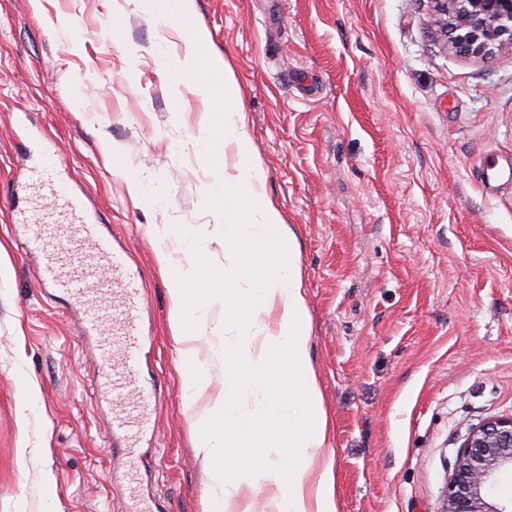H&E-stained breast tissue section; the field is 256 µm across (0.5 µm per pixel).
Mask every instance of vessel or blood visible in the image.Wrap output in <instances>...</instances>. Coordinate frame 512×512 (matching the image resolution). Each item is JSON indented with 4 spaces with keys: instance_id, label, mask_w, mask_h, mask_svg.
Masks as SVG:
<instances>
[{
    "instance_id": "b4317fda",
    "label": "vessel or blood",
    "mask_w": 512,
    "mask_h": 512,
    "mask_svg": "<svg viewBox=\"0 0 512 512\" xmlns=\"http://www.w3.org/2000/svg\"><path fill=\"white\" fill-rule=\"evenodd\" d=\"M481 180L490 189L512 184V155L487 156ZM42 185L54 207L43 212L38 197H27V211L39 216L28 227L27 245L42 258L41 281L62 290L82 307L83 333L100 352L97 393L118 405L112 430L123 440L125 456L135 457L140 439L154 428L150 407L156 398L155 392L139 382L141 271L128 251L116 248L111 237L86 215L82 199L60 173H48Z\"/></svg>"
}]
</instances>
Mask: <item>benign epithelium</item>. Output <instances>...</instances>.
<instances>
[{
  "label": "benign epithelium",
  "instance_id": "1",
  "mask_svg": "<svg viewBox=\"0 0 512 512\" xmlns=\"http://www.w3.org/2000/svg\"><path fill=\"white\" fill-rule=\"evenodd\" d=\"M436 25L455 50L487 57L512 49V0H435ZM512 473V414L470 427L448 481L443 512H507L490 501L496 479Z\"/></svg>",
  "mask_w": 512,
  "mask_h": 512
}]
</instances>
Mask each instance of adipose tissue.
Here are the masks:
<instances>
[{
  "instance_id": "obj_1",
  "label": "adipose tissue",
  "mask_w": 512,
  "mask_h": 512,
  "mask_svg": "<svg viewBox=\"0 0 512 512\" xmlns=\"http://www.w3.org/2000/svg\"><path fill=\"white\" fill-rule=\"evenodd\" d=\"M223 59L199 63L194 52L176 60L179 78L192 79L218 112L200 142L233 148V171L213 169L206 194L223 223L224 263L205 260L196 233L182 240L194 253L189 264L169 249L159 264L172 303V333L181 348L175 368L189 403H196L210 377L198 340L221 333L213 346L224 373V392L197 419L198 446L210 464L207 512H232L245 471L262 468L271 487V512H338L333 459L321 456L327 418L310 349V322L296 235L268 197L262 163L250 149L238 85L224 79ZM278 312L276 325L264 314ZM278 451L268 461L266 451Z\"/></svg>"
}]
</instances>
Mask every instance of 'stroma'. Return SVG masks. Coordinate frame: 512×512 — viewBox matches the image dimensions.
Listing matches in <instances>:
<instances>
[{
    "instance_id": "obj_1",
    "label": "stroma",
    "mask_w": 512,
    "mask_h": 512,
    "mask_svg": "<svg viewBox=\"0 0 512 512\" xmlns=\"http://www.w3.org/2000/svg\"><path fill=\"white\" fill-rule=\"evenodd\" d=\"M175 12L164 31L137 0H0V512H203L193 422L222 372L206 362L210 387L186 409L157 260L179 229L224 260L203 204L224 147L197 150L213 114L192 86L172 94L162 64L190 29L239 86L265 190L297 235L339 512H442L469 427L512 413V187L486 191L479 171L512 153V51L446 48L433 0ZM47 157L144 275L141 379L163 395L131 461L82 314L40 286L14 210Z\"/></svg>"
}]
</instances>
